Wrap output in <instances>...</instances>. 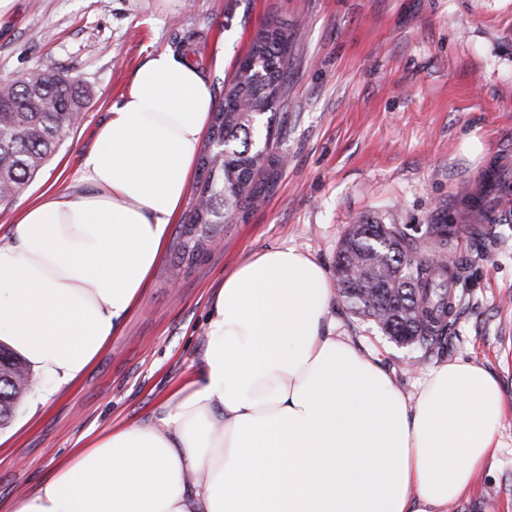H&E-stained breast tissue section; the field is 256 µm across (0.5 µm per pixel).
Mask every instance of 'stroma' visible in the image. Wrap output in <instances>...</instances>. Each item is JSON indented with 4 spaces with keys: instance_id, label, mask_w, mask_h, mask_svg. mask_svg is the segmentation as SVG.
<instances>
[{
    "instance_id": "obj_1",
    "label": "stroma",
    "mask_w": 512,
    "mask_h": 512,
    "mask_svg": "<svg viewBox=\"0 0 512 512\" xmlns=\"http://www.w3.org/2000/svg\"><path fill=\"white\" fill-rule=\"evenodd\" d=\"M273 14L297 28L280 110L287 154L275 192L226 226L220 246L179 276L163 253L133 310L81 379L37 411L18 400L0 428V512L112 426L153 418L194 377L208 301L252 254L293 246L332 269L349 225L371 218L412 238L458 228L490 172L512 175V0H19L0 29V80L39 68L79 76L92 92L27 187L0 205V236L47 190L72 184L112 105L154 52L187 53L214 96ZM468 272L454 288L448 350L401 346L342 299L336 332L378 358L405 397L455 358L499 379L512 401V223L459 240ZM474 485L447 512H512V408Z\"/></svg>"
}]
</instances>
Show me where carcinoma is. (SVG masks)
Instances as JSON below:
<instances>
[{
    "label": "carcinoma",
    "mask_w": 512,
    "mask_h": 512,
    "mask_svg": "<svg viewBox=\"0 0 512 512\" xmlns=\"http://www.w3.org/2000/svg\"><path fill=\"white\" fill-rule=\"evenodd\" d=\"M293 35L279 16L268 19L248 55L224 81V108L212 113L200 175L183 224L172 243V276L197 263L203 245L224 232V214L269 195L285 156L278 151V110L288 98ZM90 90L74 75L29 73L0 86V204L8 203L56 151L62 136L81 123ZM512 181L494 173L485 194L467 201L476 240L491 233L487 222ZM421 243L397 224L361 219L339 242L337 287L350 312L374 320L395 343L440 349L455 313L448 280L466 261L447 265L419 254ZM24 361L0 349V423H7L21 394Z\"/></svg>",
    "instance_id": "obj_1"
}]
</instances>
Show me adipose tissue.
I'll list each match as a JSON object with an SVG mask.
<instances>
[{
    "label": "adipose tissue",
    "mask_w": 512,
    "mask_h": 512,
    "mask_svg": "<svg viewBox=\"0 0 512 512\" xmlns=\"http://www.w3.org/2000/svg\"><path fill=\"white\" fill-rule=\"evenodd\" d=\"M214 100L161 50L91 149L83 191L30 203L0 240V343L25 359L30 409L75 383L146 287L177 219ZM326 269L257 252L213 294L197 378L155 420L112 428L9 512H444L495 450L506 399L461 359L408 400L336 335Z\"/></svg>",
    "instance_id": "adipose-tissue-1"
}]
</instances>
